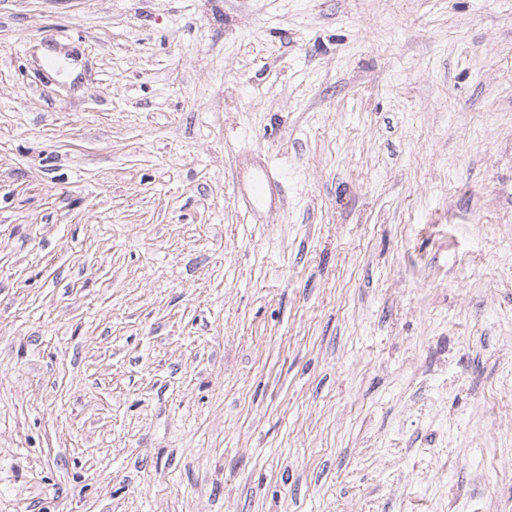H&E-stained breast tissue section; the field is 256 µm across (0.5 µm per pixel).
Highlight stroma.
Here are the masks:
<instances>
[{"mask_svg":"<svg viewBox=\"0 0 512 512\" xmlns=\"http://www.w3.org/2000/svg\"><path fill=\"white\" fill-rule=\"evenodd\" d=\"M0 512H512V0H0ZM273 187L274 182L267 171L256 172L245 190V203L251 209L264 205L268 200L273 199Z\"/></svg>","mask_w":512,"mask_h":512,"instance_id":"1","label":"stroma"}]
</instances>
